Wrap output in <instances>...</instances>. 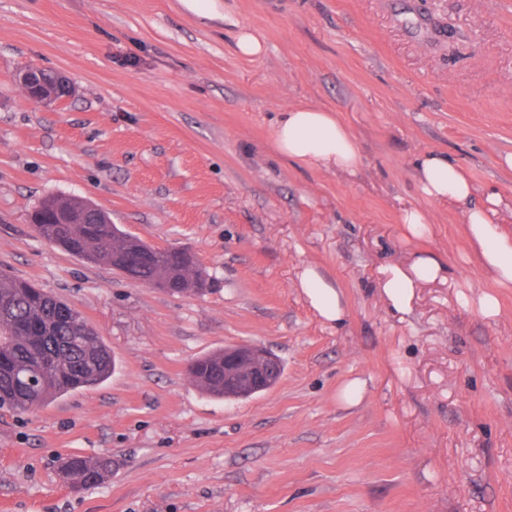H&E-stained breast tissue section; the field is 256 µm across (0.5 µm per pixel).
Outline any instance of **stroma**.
I'll return each instance as SVG.
<instances>
[{
    "mask_svg": "<svg viewBox=\"0 0 512 512\" xmlns=\"http://www.w3.org/2000/svg\"><path fill=\"white\" fill-rule=\"evenodd\" d=\"M0 0V270L78 309L112 348L104 384L19 416L0 409V512H512V287H497L464 205L422 196L434 153L464 168L512 231V0ZM265 51L236 50L239 29ZM66 75L50 108L15 82ZM333 112L355 172L288 160L281 112ZM79 196L147 244L194 250L205 295H171L43 240L27 216ZM430 220L407 237L403 210ZM434 253L447 279L411 311L378 296L381 268ZM306 264L341 288L320 320ZM498 297L484 317L461 296ZM248 342L284 364L273 388L216 400L196 357ZM365 384L362 401L337 400ZM108 456L73 486L60 457ZM182 7L189 13L208 16L212 19L227 20L222 0H180ZM297 280L298 288L323 322L339 324L344 321L347 307L341 288L335 287L310 265L300 269Z\"/></svg>",
    "mask_w": 512,
    "mask_h": 512,
    "instance_id": "1",
    "label": "stroma"
}]
</instances>
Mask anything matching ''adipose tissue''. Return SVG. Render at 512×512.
I'll use <instances>...</instances> for the list:
<instances>
[{"label":"adipose tissue","mask_w":512,"mask_h":512,"mask_svg":"<svg viewBox=\"0 0 512 512\" xmlns=\"http://www.w3.org/2000/svg\"><path fill=\"white\" fill-rule=\"evenodd\" d=\"M274 144L284 157L311 167L355 171L361 163L352 133L329 111L310 106L288 109L278 121ZM421 194L441 202L468 203L466 232L483 270L498 285H512V234L493 221L500 198L488 196L482 205H471L474 185L446 156L431 154L418 166ZM445 266L433 255H415L409 264H390L381 269L380 295L389 308L404 314L411 310L424 284L445 280ZM297 285L309 304L328 324L341 323L346 314L345 296L315 267L303 266Z\"/></svg>","instance_id":"1"}]
</instances>
